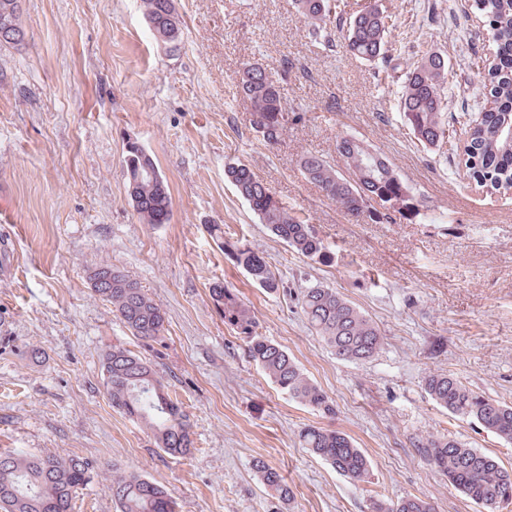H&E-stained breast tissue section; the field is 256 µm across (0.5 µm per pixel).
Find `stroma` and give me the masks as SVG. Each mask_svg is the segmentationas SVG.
Here are the masks:
<instances>
[{"label":"stroma","mask_w":512,"mask_h":512,"mask_svg":"<svg viewBox=\"0 0 512 512\" xmlns=\"http://www.w3.org/2000/svg\"><path fill=\"white\" fill-rule=\"evenodd\" d=\"M364 0H343L313 26L294 0H176L182 40L154 39L141 0H24L22 46L0 47V223L14 271L0 276V450L93 466L74 512H115L105 488L137 471L165 485L179 512H367L377 492L424 495L436 512H481L410 445L453 436L512 466V445L460 421L427 396L423 378L452 372L512 403V188L481 186L457 148L485 105L492 34L473 0H381L389 44L378 61L346 53L342 30ZM448 60L444 113L454 135L423 147L403 126L405 72L431 53ZM263 63L280 79L287 116L276 145L250 123L234 77ZM351 138L406 182L417 208L374 201L376 221L344 214L307 181L300 161L322 155L346 171ZM138 141L169 186L172 217L146 224L123 173ZM248 164L311 224L328 248L316 262L273 237L224 179ZM275 270L254 281L233 244ZM110 266L137 279L165 314L142 346L90 284ZM338 289L378 327L383 345L363 364L340 360L308 326L304 288ZM233 289L261 335L288 350L334 401L323 415L279 393L249 362L215 310L211 289ZM142 351L190 411L196 451L164 454L140 421L110 406L102 360ZM350 436L373 471L355 484L303 447L302 432ZM266 463L288 499L255 474Z\"/></svg>","instance_id":"obj_1"}]
</instances>
